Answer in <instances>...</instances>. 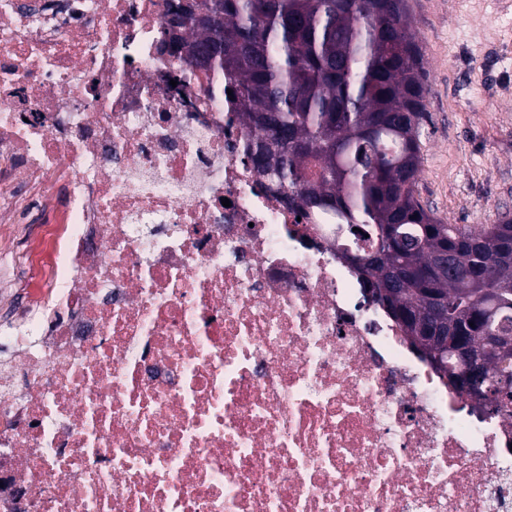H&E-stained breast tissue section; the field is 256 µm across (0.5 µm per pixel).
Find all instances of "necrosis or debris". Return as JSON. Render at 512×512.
I'll use <instances>...</instances> for the list:
<instances>
[{"label": "necrosis or debris", "mask_w": 512, "mask_h": 512, "mask_svg": "<svg viewBox=\"0 0 512 512\" xmlns=\"http://www.w3.org/2000/svg\"><path fill=\"white\" fill-rule=\"evenodd\" d=\"M175 2L0 0V512H512V417L253 171Z\"/></svg>", "instance_id": "4bbe7bcc"}]
</instances>
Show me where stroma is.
I'll return each instance as SVG.
<instances>
[{"mask_svg":"<svg viewBox=\"0 0 512 512\" xmlns=\"http://www.w3.org/2000/svg\"><path fill=\"white\" fill-rule=\"evenodd\" d=\"M428 72L416 192L447 224L512 214V0H409Z\"/></svg>","mask_w":512,"mask_h":512,"instance_id":"35a3bbf8","label":"stroma"}]
</instances>
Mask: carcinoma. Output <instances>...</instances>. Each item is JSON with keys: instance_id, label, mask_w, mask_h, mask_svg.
Returning <instances> with one entry per match:
<instances>
[{"instance_id": "1", "label": "carcinoma", "mask_w": 512, "mask_h": 512, "mask_svg": "<svg viewBox=\"0 0 512 512\" xmlns=\"http://www.w3.org/2000/svg\"><path fill=\"white\" fill-rule=\"evenodd\" d=\"M168 40L232 90L258 132L252 168L288 188L301 214L328 211L354 230L343 248L367 288H392L393 320L448 341L446 384L461 395L455 351L482 363L488 386L512 377V351L485 337L512 332V216L445 224L416 196L427 94L408 0H179ZM454 258L436 269L440 255ZM494 288L486 323L475 289Z\"/></svg>"}]
</instances>
